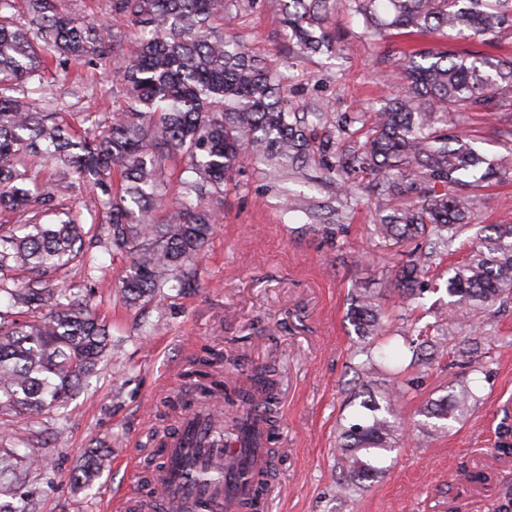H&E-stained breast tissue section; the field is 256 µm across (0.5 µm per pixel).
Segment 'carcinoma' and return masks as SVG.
Returning a JSON list of instances; mask_svg holds the SVG:
<instances>
[{
    "label": "carcinoma",
    "mask_w": 512,
    "mask_h": 512,
    "mask_svg": "<svg viewBox=\"0 0 512 512\" xmlns=\"http://www.w3.org/2000/svg\"><path fill=\"white\" fill-rule=\"evenodd\" d=\"M288 44L299 54L336 53L329 17L341 5L363 19L364 33L384 39L435 35L444 30L496 45L512 38V0H281ZM136 31L116 56L114 38L101 19L65 13L57 0H0V212L20 223L0 224V293L23 314L44 308L40 319H16L0 311V422L65 407L83 379L109 351V328L89 299L51 287L62 268L78 265L97 284L92 248L132 258L119 293L129 306L152 301L165 288H188L194 262L214 234L224 191L245 165L262 164L274 183L315 179L330 187L325 202L301 193L285 195L290 211L323 224H342L360 192L385 201L374 233L398 252L420 247L392 265L400 303L433 315L434 322L402 337L409 366L425 369L444 354L438 332L480 318L495 304L512 301V223L491 224L464 261L448 267V305L424 308L421 285L436 260L448 256L472 227V209L492 183L512 181V58L448 50L404 53L396 64L403 92L366 113L356 136L348 120L336 124L319 106L292 105L290 76L248 53L224 25L241 0H108ZM72 59L114 67L126 105L110 121L88 112L77 134L61 113L37 106L23 85L43 79L47 60ZM480 113L494 123L508 153L487 157L462 129ZM79 181L86 196L75 211L61 190ZM106 213L85 226L81 210ZM168 213L164 223L156 213ZM347 316L362 341L361 373L379 370L382 385L359 402L363 419L341 426L336 440L342 479L336 492L354 497L361 483L381 471L380 462L400 447L405 394L404 354L387 336V314L378 295L357 288ZM210 351L185 374L201 393L224 396L225 381ZM260 403L240 399L245 412L275 422L276 383L266 367ZM475 394L462 385L418 415L448 420L470 410ZM112 454L92 451L71 475L89 482Z\"/></svg>",
    "instance_id": "1"
}]
</instances>
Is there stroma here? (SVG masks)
Here are the masks:
<instances>
[{
	"label": "stroma",
	"mask_w": 512,
	"mask_h": 512,
	"mask_svg": "<svg viewBox=\"0 0 512 512\" xmlns=\"http://www.w3.org/2000/svg\"><path fill=\"white\" fill-rule=\"evenodd\" d=\"M235 26L249 50L280 68L288 42L278 0H248ZM331 30L339 55L294 61L296 106L321 103L339 116L380 107L401 89L392 71L402 51L431 46L395 35L367 39L361 19L344 9ZM113 81L111 71L73 62L50 92L77 130L82 113L108 120L124 107ZM235 182L191 288L123 305L110 288L125 275L129 257L95 250L103 286L90 303L111 325L112 347L64 413L19 416L0 427V454L13 455L26 476L14 498L0 495V505L25 499L33 512H108L114 490L135 478L112 464L91 487L74 486L70 475L84 452L108 448L114 460L147 464L158 439L175 427L178 412L170 402L187 390L185 370L213 349L237 361L229 389L244 387L257 368L275 370L280 404L268 512H482L485 500L512 481V456L496 450V429L512 402V303L485 316V332L460 327L449 334L452 344L468 337L480 342L479 357L467 361L448 352L424 372L409 369L415 384L398 407L402 419H413L422 404L467 384L478 396L474 412L449 420L444 432L409 429L384 473L354 498L338 497L337 432L352 422V401L364 386L383 382L357 373L363 357L346 319L348 297L357 287L382 297L397 337L410 333L412 315L397 300L390 258L373 233L375 205L355 206L344 225L328 232L303 213L285 211L252 168ZM506 219L512 220V182L483 190L472 216L481 225ZM42 457L48 465L36 466ZM477 464L491 476L487 485L464 478V469Z\"/></svg>",
	"instance_id": "stroma-1"
}]
</instances>
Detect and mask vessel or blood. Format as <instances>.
I'll list each match as a JSON object with an SVG mask.
<instances>
[{
  "label": "vessel or blood",
  "instance_id": "b4317fda",
  "mask_svg": "<svg viewBox=\"0 0 512 512\" xmlns=\"http://www.w3.org/2000/svg\"><path fill=\"white\" fill-rule=\"evenodd\" d=\"M268 432L255 415L245 416L233 442L212 397L182 413L176 430L162 440L163 465L149 479L158 490L142 497L119 492L123 512H242L250 476L267 459Z\"/></svg>",
  "mask_w": 512,
  "mask_h": 512
}]
</instances>
